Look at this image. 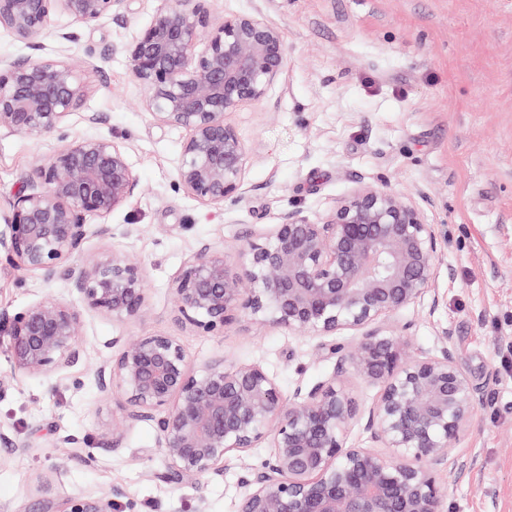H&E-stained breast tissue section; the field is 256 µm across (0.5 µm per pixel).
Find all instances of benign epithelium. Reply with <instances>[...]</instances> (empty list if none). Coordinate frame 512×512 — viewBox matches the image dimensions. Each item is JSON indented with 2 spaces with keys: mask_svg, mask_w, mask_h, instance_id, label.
Wrapping results in <instances>:
<instances>
[{
  "mask_svg": "<svg viewBox=\"0 0 512 512\" xmlns=\"http://www.w3.org/2000/svg\"><path fill=\"white\" fill-rule=\"evenodd\" d=\"M122 0H0V30L41 49L37 39L56 13L83 27L112 17ZM210 0H178L123 46L133 78L147 91L144 109L157 123L184 128L178 184L198 202L222 207L243 193L249 149L224 114L262 100L281 76L285 45L277 26L258 14L210 21ZM207 31L202 49L200 33ZM71 56L0 61V135L59 134L53 156L21 174L8 201L0 252L52 279L71 280L82 307L54 298L34 302L8 323L10 373L52 374L83 359V311L114 318L143 312L144 277L133 254L114 251L75 269L89 233L106 236V218L139 192L123 144L106 137L71 140L69 116L86 112L95 88ZM246 263L228 270L224 255L198 246L172 283L182 322L222 333L234 313L259 325L356 341L337 355L336 373L352 370L378 393L359 406L332 376L282 394L260 363L212 362L196 375L171 336L126 342L94 371L97 388L127 395L123 423L151 422L168 463L163 479L210 482L224 463L265 444L269 453L243 465L239 512H447V478L463 469L456 447L479 398L443 330L432 353L406 357L404 335L388 319L424 300L438 261L434 225L406 194L363 184L312 220L295 210L264 236L244 244ZM360 426L378 448L348 444ZM118 486L40 512H120Z\"/></svg>",
  "mask_w": 512,
  "mask_h": 512,
  "instance_id": "7a95c632",
  "label": "benign epithelium"
}]
</instances>
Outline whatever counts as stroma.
I'll return each instance as SVG.
<instances>
[{
  "label": "stroma",
  "mask_w": 512,
  "mask_h": 512,
  "mask_svg": "<svg viewBox=\"0 0 512 512\" xmlns=\"http://www.w3.org/2000/svg\"><path fill=\"white\" fill-rule=\"evenodd\" d=\"M160 0H122L112 20L76 27L62 13L41 38L56 54L57 35L75 31L72 55L93 49L86 81L96 92L66 124L69 138L122 142L141 190L90 236L81 267L121 250L138 257L144 312L122 321L84 314L85 357L49 376L16 375L0 388V512H39L124 487V512H238L243 464L266 449L231 460L223 480L170 484L153 424L124 429L119 449L102 436L119 421L126 396L102 393L91 372L111 363L123 341L146 334L175 337L193 371L211 361L258 362L284 395L339 375L359 405L376 387L337 373L319 338L237 314L223 335L177 320L171 283L184 261L207 243L229 269L243 263L245 235L271 232L291 210L317 218L362 184L411 196L438 238L432 297L396 317L408 325V355L435 351L450 330L456 356L480 397L462 443L466 471L456 477L450 512H512V0H211L212 22L255 12L281 31L285 69L266 97L226 113L249 148L239 200L214 208L177 184L189 133L155 124L143 108L121 47L154 17ZM56 136H0V230L7 202L34 159H49ZM52 297L77 302L65 277L44 279L0 261V314Z\"/></svg>",
  "instance_id": "stroma-1"
}]
</instances>
